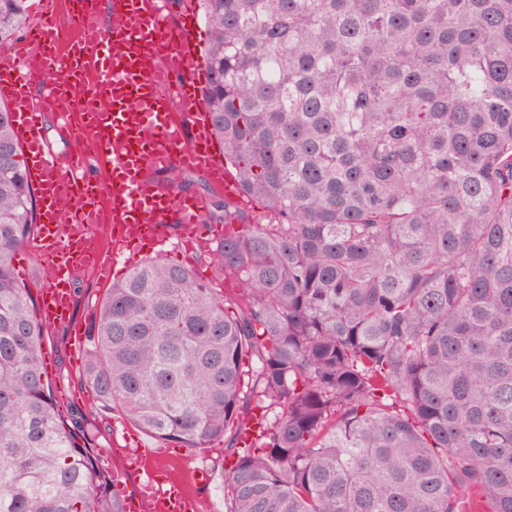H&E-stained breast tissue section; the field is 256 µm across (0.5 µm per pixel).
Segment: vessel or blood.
<instances>
[{"mask_svg":"<svg viewBox=\"0 0 512 512\" xmlns=\"http://www.w3.org/2000/svg\"><path fill=\"white\" fill-rule=\"evenodd\" d=\"M94 14L78 7L63 22L44 0L26 36L0 50V94L40 202L34 251L45 286L38 311L50 326L70 319L76 272L93 266L110 280L113 266L133 267L126 253L134 241L164 245L174 227L186 257L192 243L223 236V227H205L203 197L167 184L170 169L205 172L225 197L240 194L203 103L195 0H179L175 13L169 0H110L103 26ZM49 114L74 149H49ZM100 196L112 224L107 253L98 248ZM157 454L147 447L130 453L144 485L125 498L126 512H197L191 490L150 465Z\"/></svg>","mask_w":512,"mask_h":512,"instance_id":"obj_1","label":"vessel or blood"}]
</instances>
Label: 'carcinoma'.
I'll use <instances>...</instances> for the list:
<instances>
[{
    "label": "carcinoma",
    "mask_w": 512,
    "mask_h": 512,
    "mask_svg": "<svg viewBox=\"0 0 512 512\" xmlns=\"http://www.w3.org/2000/svg\"><path fill=\"white\" fill-rule=\"evenodd\" d=\"M203 100L250 214L99 305L82 381L226 512H512V0H200ZM27 0H0V46ZM0 104V512H125L44 381L14 261L34 194ZM257 399L261 414L249 413ZM224 443L207 445L196 450V459L192 462L171 461L168 466L172 472L185 477L189 470L196 465L195 473L200 474L198 480L211 481L209 484L197 486L196 494L202 504L200 512H225L224 507ZM207 469L210 473L205 470Z\"/></svg>",
    "instance_id": "1"
}]
</instances>
